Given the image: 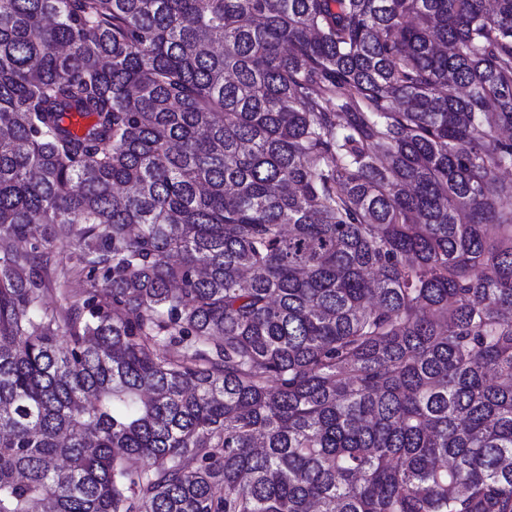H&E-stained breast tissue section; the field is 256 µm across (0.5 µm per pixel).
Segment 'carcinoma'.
Returning a JSON list of instances; mask_svg holds the SVG:
<instances>
[{"mask_svg":"<svg viewBox=\"0 0 512 512\" xmlns=\"http://www.w3.org/2000/svg\"><path fill=\"white\" fill-rule=\"evenodd\" d=\"M507 131L512 0H0V512H512ZM78 237L73 236L69 247L54 248L49 254L50 268L55 271L52 276L66 275L69 280L70 288L82 292L91 288H101L102 279L100 274H90L88 269L83 270V266L77 261L79 253Z\"/></svg>","mask_w":512,"mask_h":512,"instance_id":"carcinoma-1","label":"carcinoma"}]
</instances>
